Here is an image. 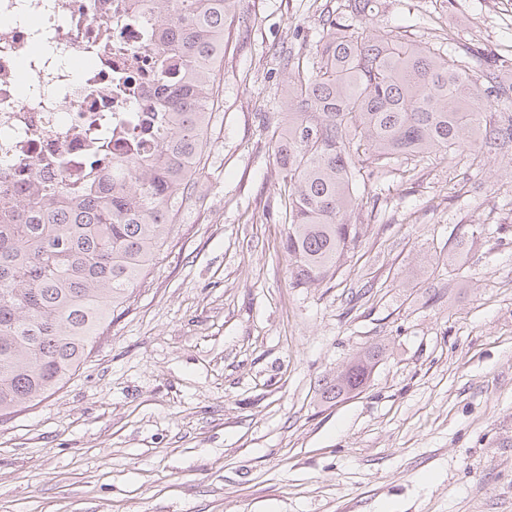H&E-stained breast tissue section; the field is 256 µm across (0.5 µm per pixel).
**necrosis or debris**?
I'll list each match as a JSON object with an SVG mask.
<instances>
[{
	"mask_svg": "<svg viewBox=\"0 0 512 512\" xmlns=\"http://www.w3.org/2000/svg\"><path fill=\"white\" fill-rule=\"evenodd\" d=\"M131 0H0V172L80 187L95 150L129 148L159 49Z\"/></svg>",
	"mask_w": 512,
	"mask_h": 512,
	"instance_id": "obj_1",
	"label": "necrosis or debris"
}]
</instances>
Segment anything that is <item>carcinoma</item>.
I'll list each match as a JSON object with an SVG mask.
<instances>
[{"label": "carcinoma", "mask_w": 512, "mask_h": 512, "mask_svg": "<svg viewBox=\"0 0 512 512\" xmlns=\"http://www.w3.org/2000/svg\"><path fill=\"white\" fill-rule=\"evenodd\" d=\"M164 44L152 68L162 88L144 104L147 155L118 154L80 190L0 185V417L60 388L88 346L145 277L176 217L208 142L214 71L224 59L237 0H149ZM376 0H349L353 23L326 19L312 65L286 58L283 113L271 141L281 172L292 284L333 278L359 238L347 216L357 190L398 162L512 143V115L480 132L488 94L512 100L495 69L475 71L441 47L393 28H370ZM381 351L339 372L327 398L360 392Z\"/></svg>", "instance_id": "1"}]
</instances>
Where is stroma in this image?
Segmentation results:
<instances>
[{
    "mask_svg": "<svg viewBox=\"0 0 512 512\" xmlns=\"http://www.w3.org/2000/svg\"><path fill=\"white\" fill-rule=\"evenodd\" d=\"M347 0H239L197 206L59 389L0 419V512H512V151L379 178L336 277L291 284L285 52ZM374 27L512 83V0H379ZM381 350L362 393L324 390Z\"/></svg>",
    "mask_w": 512,
    "mask_h": 512,
    "instance_id": "35a3bbf8",
    "label": "stroma"
}]
</instances>
